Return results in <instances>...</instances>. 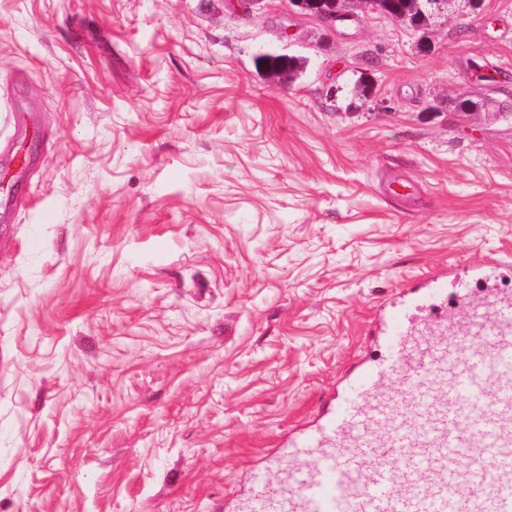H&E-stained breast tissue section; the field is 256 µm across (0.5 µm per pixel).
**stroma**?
<instances>
[{"label":"stroma","instance_id":"stroma-1","mask_svg":"<svg viewBox=\"0 0 512 512\" xmlns=\"http://www.w3.org/2000/svg\"><path fill=\"white\" fill-rule=\"evenodd\" d=\"M352 13L0 0V512H226L381 309L512 290V0Z\"/></svg>","mask_w":512,"mask_h":512}]
</instances>
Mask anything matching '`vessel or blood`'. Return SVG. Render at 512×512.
<instances>
[{
  "label": "vessel or blood",
  "instance_id": "1",
  "mask_svg": "<svg viewBox=\"0 0 512 512\" xmlns=\"http://www.w3.org/2000/svg\"><path fill=\"white\" fill-rule=\"evenodd\" d=\"M411 333L407 307L385 314L380 357L289 438L299 466L254 468L232 512H512V298L476 307L466 334L422 337L410 357ZM389 375L396 397L377 398ZM391 420L394 435L375 439L374 424Z\"/></svg>",
  "mask_w": 512,
  "mask_h": 512
}]
</instances>
